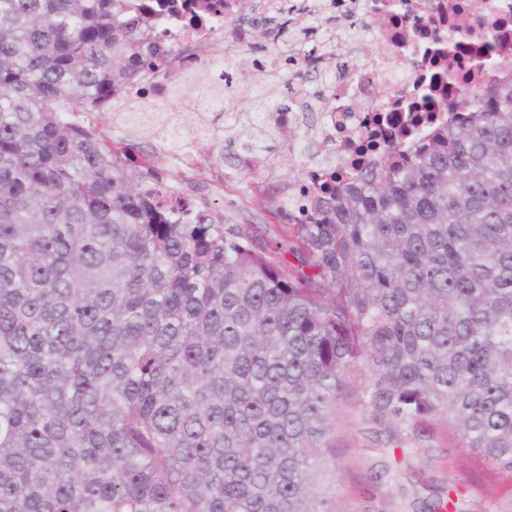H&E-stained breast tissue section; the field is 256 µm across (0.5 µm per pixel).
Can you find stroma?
<instances>
[{
    "label": "stroma",
    "instance_id": "35a3bbf8",
    "mask_svg": "<svg viewBox=\"0 0 512 512\" xmlns=\"http://www.w3.org/2000/svg\"><path fill=\"white\" fill-rule=\"evenodd\" d=\"M172 110L180 121L195 119V103L218 92L213 81L177 76ZM107 134H119L128 155L153 154L157 140L148 131L116 129L111 113L97 116ZM272 165L243 175L232 158H225L223 182L209 176L181 178V193L218 204L231 224H274L272 211L283 203L289 185L301 179V165L280 141L262 143ZM426 436L415 439L410 428L389 430L372 419L356 398L342 402L336 417V464L326 473L335 512H432L435 503L449 501L448 512H512V474L499 470L460 448L440 423L428 424ZM458 497H449V489Z\"/></svg>",
    "mask_w": 512,
    "mask_h": 512
}]
</instances>
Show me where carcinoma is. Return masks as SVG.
Returning <instances> with one entry per match:
<instances>
[{
	"mask_svg": "<svg viewBox=\"0 0 512 512\" xmlns=\"http://www.w3.org/2000/svg\"><path fill=\"white\" fill-rule=\"evenodd\" d=\"M165 53L129 0H0V512H334L352 386L512 473V62L420 143L288 198L268 239L206 202L174 220L155 159L78 119L171 79ZM302 137L305 162L330 149Z\"/></svg>",
	"mask_w": 512,
	"mask_h": 512,
	"instance_id": "carcinoma-1",
	"label": "carcinoma"
}]
</instances>
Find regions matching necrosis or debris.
Returning a JSON list of instances; mask_svg holds the SVG:
<instances>
[{
  "label": "necrosis or debris",
  "instance_id": "1",
  "mask_svg": "<svg viewBox=\"0 0 512 512\" xmlns=\"http://www.w3.org/2000/svg\"><path fill=\"white\" fill-rule=\"evenodd\" d=\"M192 2L175 0L158 15L162 41L178 49L171 65L180 73L206 77L223 68V59L201 50L215 39H225L232 51L263 43L257 29L238 22L237 0H213V9L198 21L192 18ZM355 15L359 35L372 37L377 54L369 67H346L333 75L326 103L317 110L319 131L333 147L303 166L306 179L351 169L368 144L383 140L409 119H417L414 135L422 137L453 110L449 81L485 84L500 65V46L512 47V0H356ZM462 20L466 31L454 37ZM153 84V78H145L103 101L99 109L124 121L131 101L151 102L157 111L150 114L149 127L161 134L164 164L185 175L223 181V173L197 148L210 131L209 116L221 111L219 98H211L205 118L188 128L162 112L164 97L154 92Z\"/></svg>",
  "mask_w": 512,
  "mask_h": 512
}]
</instances>
